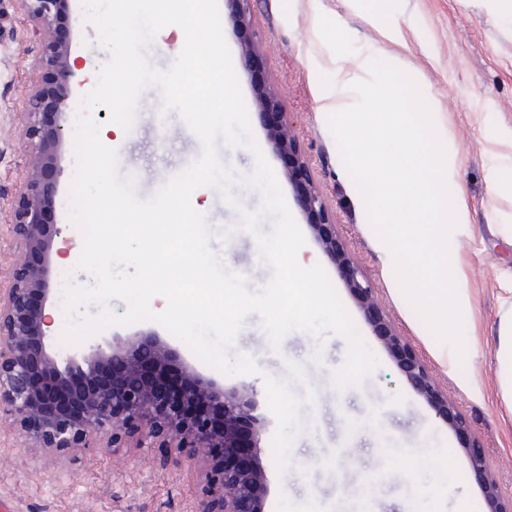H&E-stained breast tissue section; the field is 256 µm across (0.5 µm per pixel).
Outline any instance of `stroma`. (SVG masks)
I'll return each instance as SVG.
<instances>
[{
  "label": "stroma",
  "instance_id": "stroma-1",
  "mask_svg": "<svg viewBox=\"0 0 512 512\" xmlns=\"http://www.w3.org/2000/svg\"><path fill=\"white\" fill-rule=\"evenodd\" d=\"M218 10L234 68L242 47L262 50L264 81L239 84L252 134L269 163L285 202L305 238V262L322 265L368 348L378 361L362 388L338 390L332 372L345 359L347 343L336 334L317 340L289 332L273 352L258 315L239 331L234 350L251 355L260 371L227 376L197 362V369L224 386L246 383L255 390L257 412L271 418L264 375L288 380L293 393L314 392L301 410L303 426L290 450L289 466L278 473L271 435H264L262 462L270 495L268 512L286 502L312 512H489L483 480L475 475L468 447L477 443L504 503L512 502V417L495 386L494 353L503 313L512 309V192L494 188L498 168L512 165V9L503 0H254L251 24L242 29L229 18L227 0ZM398 20L404 46L384 41L379 29ZM59 34L69 39L79 73L73 88L82 95L88 77L110 58L96 29L86 20L84 0H70ZM45 35L17 0H0V289L25 255L12 232V210L25 189L32 159L26 134L25 102L32 86L53 91L43 54ZM379 58L410 73L420 84L457 153L448 177L453 197L466 206L470 229L460 238L459 269L472 298L463 314L465 336L479 340L477 355L444 372L417 333L420 318L395 302L388 273L371 248L361 195L346 171L323 109L324 98L344 105L357 96L353 82L367 78L365 61ZM271 92L287 113L311 177L336 220V235L347 256L371 283L385 319L426 366L439 392L465 418L469 436L459 435L413 387L399 359L365 319L340 279L333 260L319 246L307 214L298 204L281 162L267 150V132L255 100ZM121 174L133 177L139 198H150L171 177L192 164L201 144L180 114L163 107L158 88L145 89L129 129L112 140ZM56 203L48 217L62 234L54 246L55 268L72 271L77 285L93 278L76 270L70 248L82 235L70 219V184L75 173L73 140H66L54 170ZM239 208L208 187L195 190L191 205L226 240L211 248L226 268L243 275L250 288L271 275L252 234L239 226V209L255 210L260 196L241 186ZM480 373V392L463 389L457 378ZM201 480L184 457L165 448L88 447L45 453L31 446L19 428L0 417V501L12 512H191ZM438 493H430V486Z\"/></svg>",
  "mask_w": 512,
  "mask_h": 512
}]
</instances>
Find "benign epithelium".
I'll return each mask as SVG.
<instances>
[{"label": "benign epithelium", "mask_w": 512, "mask_h": 512, "mask_svg": "<svg viewBox=\"0 0 512 512\" xmlns=\"http://www.w3.org/2000/svg\"><path fill=\"white\" fill-rule=\"evenodd\" d=\"M20 2L47 36L44 54L55 77V96L49 99L33 88L26 101L33 161L13 211V230L25 254L40 260L24 261L13 272L6 295H0V416L18 424L35 447L47 450L78 448L94 437L107 438L114 448H173L180 453L204 448V484L193 512H265L270 489L261 442L268 422L254 414L253 389L245 384L227 388L200 373L152 328L94 341L64 359L53 352L46 304L58 287L51 253L61 229L45 223V215L55 204L51 172L65 133L58 127L46 129L43 115L51 106L63 111L71 96L70 47L56 36L67 0ZM228 2L234 23L249 26L253 0ZM242 52L247 78L265 72L256 44L245 45ZM256 108L297 201L312 217L310 226L322 250L335 261L366 320L402 358L409 380L439 414L448 415L452 404L385 321L374 288L341 248L287 113L269 95L258 99ZM469 451L491 512H512V506L499 501L478 445L471 443Z\"/></svg>", "instance_id": "7a95c632"}]
</instances>
